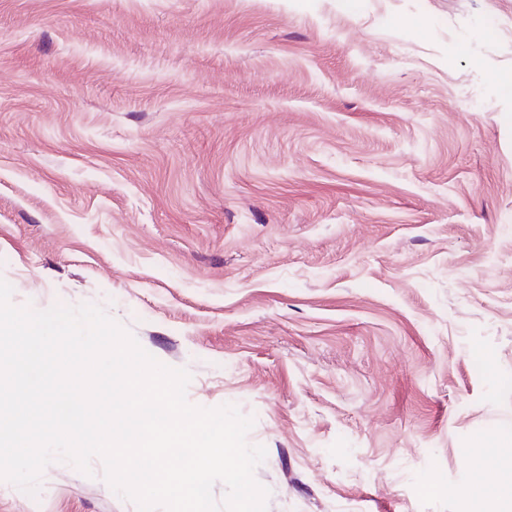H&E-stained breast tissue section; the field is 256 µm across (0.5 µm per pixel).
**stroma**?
Here are the masks:
<instances>
[{
  "label": "stroma",
  "mask_w": 512,
  "mask_h": 512,
  "mask_svg": "<svg viewBox=\"0 0 512 512\" xmlns=\"http://www.w3.org/2000/svg\"><path fill=\"white\" fill-rule=\"evenodd\" d=\"M512 0H0V279L266 449L267 512L512 474ZM489 356L479 364L477 352ZM56 459L0 512H137ZM473 448H494L497 458L512 457V426L508 425L499 430L491 443L479 439L473 443Z\"/></svg>",
  "instance_id": "obj_1"
}]
</instances>
